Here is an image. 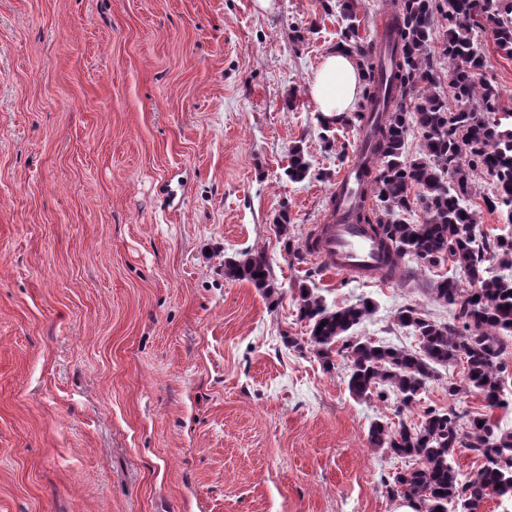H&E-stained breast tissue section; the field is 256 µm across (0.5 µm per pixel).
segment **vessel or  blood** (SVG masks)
<instances>
[{"label":"vessel or blood","instance_id":"1","mask_svg":"<svg viewBox=\"0 0 512 512\" xmlns=\"http://www.w3.org/2000/svg\"><path fill=\"white\" fill-rule=\"evenodd\" d=\"M365 151H358L336 183L335 201L327 223L319 225L312 238L314 254L324 257L340 273L358 279H373L386 270L384 256L367 225L354 221V203L362 192L360 175Z\"/></svg>","mask_w":512,"mask_h":512}]
</instances>
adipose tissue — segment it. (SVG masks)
Segmentation results:
<instances>
[{
    "label": "adipose tissue",
    "mask_w": 512,
    "mask_h": 512,
    "mask_svg": "<svg viewBox=\"0 0 512 512\" xmlns=\"http://www.w3.org/2000/svg\"><path fill=\"white\" fill-rule=\"evenodd\" d=\"M361 87L360 70L350 54L332 49L323 55L311 84V96L323 117L352 111Z\"/></svg>",
    "instance_id": "obj_1"
}]
</instances>
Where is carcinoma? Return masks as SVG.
I'll list each match as a JSON object with an SVG mask.
<instances>
[{
    "mask_svg": "<svg viewBox=\"0 0 512 512\" xmlns=\"http://www.w3.org/2000/svg\"><path fill=\"white\" fill-rule=\"evenodd\" d=\"M393 5L387 59L377 60L372 44L356 43V0H340L347 21L343 38L362 58L357 119L368 125L373 141L356 220L370 225L379 239L388 277L405 272L411 262L420 268L451 264L453 275L431 288L449 306L451 322L436 323L406 306L395 319L419 337V348L363 340L352 331L377 305L361 298L333 310L301 284L299 315L308 323L309 337L301 342L290 336L288 346L309 344L329 369L340 354L335 344L343 343L350 393L383 402L392 394L405 408L421 400L435 366L462 362L463 377L448 379L450 400L478 393L489 409H507L512 399L504 393V337H512V274L494 273L493 263L512 269V234L481 231L470 200L474 178L490 180L484 204L512 224V107L502 105L501 90L484 77L486 56L475 33L490 27L498 50L512 59V0H393ZM437 55L447 63L442 75L433 68ZM413 132L422 152L409 158L405 146ZM288 169L292 181L307 177L310 164L300 148L289 152ZM418 209L423 220L410 222L408 215ZM224 275L252 283L268 298L276 294L260 254L245 251L240 260L224 261ZM370 441L397 457L421 461L384 482L388 495L408 501L414 512H479L490 496L512 502V431L490 414L470 418L452 405L429 408L415 427L373 423ZM460 448L482 460L476 474H462L452 465Z\"/></svg>",
    "mask_w": 512,
    "mask_h": 512,
    "instance_id": "1",
    "label": "carcinoma"
}]
</instances>
